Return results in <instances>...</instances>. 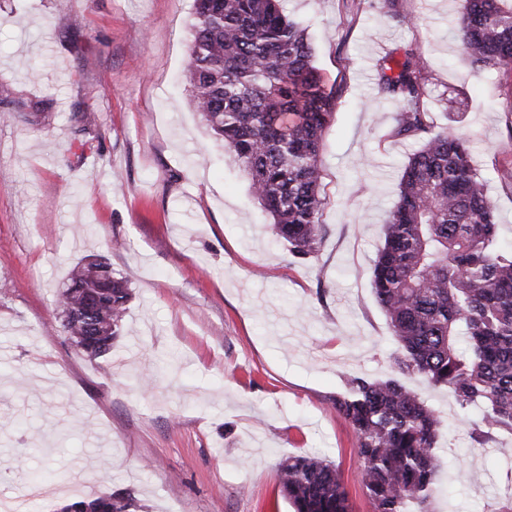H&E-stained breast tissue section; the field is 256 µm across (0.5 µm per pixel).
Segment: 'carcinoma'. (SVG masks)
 <instances>
[{"instance_id":"obj_1","label":"carcinoma","mask_w":512,"mask_h":512,"mask_svg":"<svg viewBox=\"0 0 512 512\" xmlns=\"http://www.w3.org/2000/svg\"><path fill=\"white\" fill-rule=\"evenodd\" d=\"M452 37L476 71L512 72V0H456ZM409 0H382L391 21ZM382 94L396 102L392 136L421 142L381 227L372 289L396 351V375L351 376L333 403L353 426L362 489L373 512H432L442 485L436 455L442 417L403 377L446 388L482 410L484 444L512 432V250L497 247L499 224L468 140L438 129L424 108L425 80L412 48L377 61ZM191 102L224 153L246 173L273 236L305 260L322 244V137L336 105L314 65L305 28L279 0H195L186 60ZM131 299L128 279L102 258L78 262L58 297L63 327L91 359L112 351ZM293 512H350L336 465L291 455L277 467ZM57 512H138L126 493H100Z\"/></svg>"}]
</instances>
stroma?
<instances>
[{
	"label": "stroma",
	"instance_id": "stroma-1",
	"mask_svg": "<svg viewBox=\"0 0 512 512\" xmlns=\"http://www.w3.org/2000/svg\"><path fill=\"white\" fill-rule=\"evenodd\" d=\"M339 99L323 136V243L298 260L190 103L193 0H0V512H55L132 492L142 512H292L281 458L336 464L351 512H372L356 434L332 408L356 374L386 378L396 344L371 288L381 226L417 150L390 137L375 62L415 48L437 127L470 138L512 244V99L448 28L454 0H284ZM98 116L82 130L80 113ZM104 258L130 279L126 331L89 360L57 296ZM422 390L443 415L451 479L433 512L512 499V433ZM110 458L102 469L101 458ZM44 474L34 486L32 474Z\"/></svg>",
	"mask_w": 512,
	"mask_h": 512
}]
</instances>
